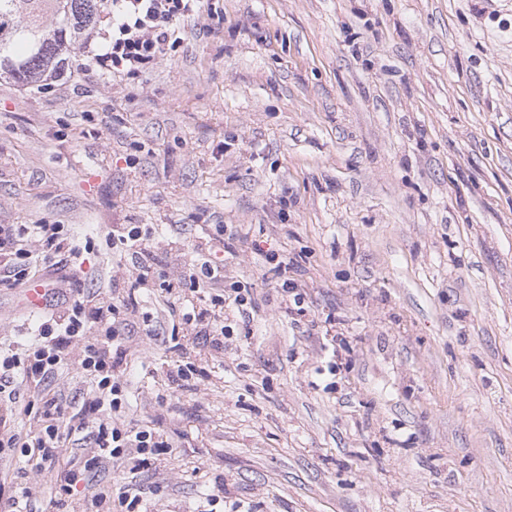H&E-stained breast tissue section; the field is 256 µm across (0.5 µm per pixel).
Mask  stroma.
<instances>
[{
	"label": "stroma",
	"instance_id": "obj_1",
	"mask_svg": "<svg viewBox=\"0 0 512 512\" xmlns=\"http://www.w3.org/2000/svg\"><path fill=\"white\" fill-rule=\"evenodd\" d=\"M105 26L60 80L0 81V225L96 236L58 305L123 300L139 267L116 224L148 229L175 281L122 328L126 418L172 450L135 476L85 472L81 494L512 512V0H204L167 61L93 84L78 61ZM210 224L235 236L224 294L252 301L220 351L177 282ZM268 249L293 259L302 305ZM34 321L0 286V342ZM183 360L205 373L180 389ZM88 452L47 466L29 512H63L53 483Z\"/></svg>",
	"mask_w": 512,
	"mask_h": 512
}]
</instances>
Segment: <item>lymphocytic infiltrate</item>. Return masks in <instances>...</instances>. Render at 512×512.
Masks as SVG:
<instances>
[{
  "mask_svg": "<svg viewBox=\"0 0 512 512\" xmlns=\"http://www.w3.org/2000/svg\"><path fill=\"white\" fill-rule=\"evenodd\" d=\"M200 9L201 0H109L107 29L81 65L85 78L101 82L149 72L179 43V21L197 15ZM33 241L40 244L49 260L60 256L74 260L84 251L65 224H1V285L13 287L28 280L34 264L29 248ZM112 243L132 251L142 267L139 277L130 283L122 306L74 300L63 316L40 323L30 344L0 347V453L20 449L29 457L33 475L38 476L44 473L47 461L63 456L77 441H91L98 450L57 483L58 494L65 497L71 495L83 472L131 457L142 468L157 461L167 446L161 434L131 426L125 418L126 382L120 368L123 352L116 325L119 308H135L140 290L150 279L162 278L163 273L152 267L149 238L139 225H113ZM229 247L223 225H216L214 233L195 246L200 264L184 276L186 285L197 295L185 320L196 334L210 336L218 349L223 346L222 335L230 328L217 323L215 308L223 304V297L208 295L207 290L223 279L222 253ZM70 364L89 378L91 387L83 410L67 416L63 395L42 394L40 387ZM24 388L30 392L26 400L20 397ZM23 414L37 417L39 429L17 430L15 422Z\"/></svg>",
  "mask_w": 512,
  "mask_h": 512,
  "instance_id": "lymphocytic-infiltrate-1",
  "label": "lymphocytic infiltrate"
}]
</instances>
